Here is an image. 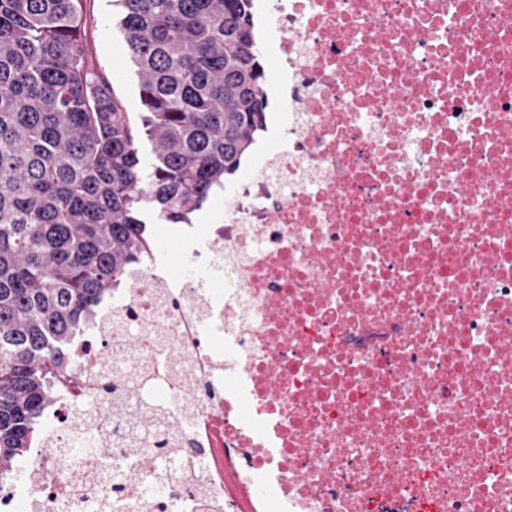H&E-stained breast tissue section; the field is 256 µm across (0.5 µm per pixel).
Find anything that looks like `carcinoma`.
<instances>
[{
  "instance_id": "obj_1",
  "label": "carcinoma",
  "mask_w": 512,
  "mask_h": 512,
  "mask_svg": "<svg viewBox=\"0 0 512 512\" xmlns=\"http://www.w3.org/2000/svg\"><path fill=\"white\" fill-rule=\"evenodd\" d=\"M142 112L95 75L82 0H0V493L76 337L265 131L254 0H117ZM153 147L143 169L141 144ZM146 222L151 223L147 224L149 227L154 229L156 232L158 239L166 240L167 246L170 254V260L177 264V262L180 259L179 253L176 249L175 243H174V237L181 233L184 229L187 228V224H178V226H166L171 224H154L155 219L153 218L152 214L150 212H147L145 214Z\"/></svg>"
}]
</instances>
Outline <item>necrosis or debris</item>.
I'll list each match as a JSON object with an SVG mask.
<instances>
[{"label":"necrosis or debris","instance_id":"1","mask_svg":"<svg viewBox=\"0 0 512 512\" xmlns=\"http://www.w3.org/2000/svg\"><path fill=\"white\" fill-rule=\"evenodd\" d=\"M268 139L72 349L0 512H512V0H268ZM143 379L174 453L87 407Z\"/></svg>","mask_w":512,"mask_h":512}]
</instances>
